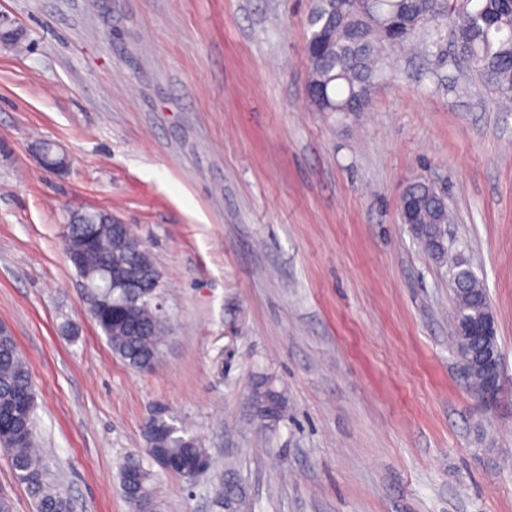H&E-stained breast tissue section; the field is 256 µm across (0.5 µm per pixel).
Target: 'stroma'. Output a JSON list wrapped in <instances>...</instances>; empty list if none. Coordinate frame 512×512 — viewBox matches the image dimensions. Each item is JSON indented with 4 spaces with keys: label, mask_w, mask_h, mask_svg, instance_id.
Returning <instances> with one entry per match:
<instances>
[{
    "label": "stroma",
    "mask_w": 512,
    "mask_h": 512,
    "mask_svg": "<svg viewBox=\"0 0 512 512\" xmlns=\"http://www.w3.org/2000/svg\"><path fill=\"white\" fill-rule=\"evenodd\" d=\"M311 0H0V324L36 390V441L72 512H512V395L467 389L448 269L399 222L448 181L450 231L488 291L512 385V111L447 36L418 31L363 112L306 92ZM70 159L45 169L38 142ZM130 225L162 275L163 356H115L64 251L70 211ZM280 392L261 421L254 392ZM161 405L207 448L157 467ZM136 466L138 465L126 464L120 468L121 491L135 512H152L154 474Z\"/></svg>",
    "instance_id": "35a3bbf8"
}]
</instances>
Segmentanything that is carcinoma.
<instances>
[{"mask_svg": "<svg viewBox=\"0 0 512 512\" xmlns=\"http://www.w3.org/2000/svg\"><path fill=\"white\" fill-rule=\"evenodd\" d=\"M432 14L451 18V41L470 72L479 77L505 104L512 103V0H312L307 22L309 41L323 47L308 56V76L319 89L320 112H362L374 90L387 78L386 55L413 39L403 37L402 27L412 16ZM408 192L420 201L410 233L437 262L448 267V285L464 306L482 296V282L461 257L448 259L445 226L451 223L448 206L429 185L416 182ZM95 232L112 241V253L94 250L83 257V273L90 290L101 295L121 285L129 269L151 259L134 231L127 225L112 230L108 214L91 211L73 225V234ZM112 352L130 366L151 370L160 360L167 332L151 303L108 308L94 316ZM457 357L477 351L478 343L453 336ZM258 415L268 421L282 416L280 396L269 387L254 394ZM35 393L25 361L9 331L0 327V447L9 456L17 478L35 499L36 512H70L68 499L56 487L49 466L35 448L33 413ZM147 450L159 462L206 457V448L186 428L174 425L167 414L156 416L151 431L143 432ZM154 474L134 464L120 468L119 484L134 512H152Z\"/></svg>", "mask_w": 512, "mask_h": 512, "instance_id": "cac0c4a2", "label": "carcinoma"}]
</instances>
